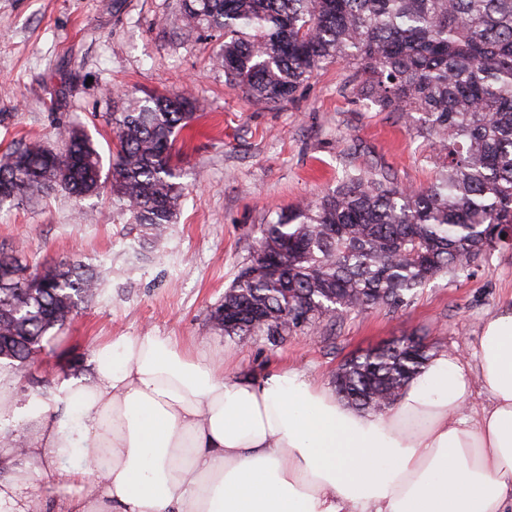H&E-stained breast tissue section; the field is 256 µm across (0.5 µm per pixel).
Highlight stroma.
Here are the masks:
<instances>
[{"mask_svg": "<svg viewBox=\"0 0 512 512\" xmlns=\"http://www.w3.org/2000/svg\"><path fill=\"white\" fill-rule=\"evenodd\" d=\"M177 10L178 0H0V153L28 139L62 148L74 126L107 167L115 95L130 103L186 91L203 106L177 138L184 197L159 250L140 247L108 192L0 209V249L40 263L77 257L103 274L99 295L46 336L14 398L86 373L97 345L121 333L178 337L225 357L232 376L288 367L328 387L339 364L399 336L424 338L436 353L469 352L483 323L512 305V247L492 250L470 275L437 277L407 306L351 315L328 334L309 328L272 344L212 329L211 310L279 212L377 164L402 186H426L436 155L417 127L355 97L354 71L342 63L323 64L293 100L248 97L214 65L215 39L172 26Z\"/></svg>", "mask_w": 512, "mask_h": 512, "instance_id": "35a3bbf8", "label": "stroma"}]
</instances>
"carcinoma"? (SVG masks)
Returning <instances> with one entry per match:
<instances>
[{"label": "carcinoma", "mask_w": 512, "mask_h": 512, "mask_svg": "<svg viewBox=\"0 0 512 512\" xmlns=\"http://www.w3.org/2000/svg\"><path fill=\"white\" fill-rule=\"evenodd\" d=\"M175 23L224 38L226 82L259 100L290 101L315 69L352 68V93L415 123L437 151L432 181L407 191L385 170L346 173L321 198L277 215L210 313L242 342L276 343L331 329L344 314L397 309L439 275L456 279L512 236V0H179ZM191 96L155 94L107 122L115 129L106 181L140 238L157 242L183 195L171 165ZM101 157L79 129L64 148L40 140L0 154V207L63 191L97 196ZM99 288L75 258L31 264L0 251V360L19 372ZM432 357L403 336L345 360L336 393L364 413L390 407Z\"/></svg>", "instance_id": "cac0c4a2"}]
</instances>
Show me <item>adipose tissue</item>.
<instances>
[{
	"mask_svg": "<svg viewBox=\"0 0 512 512\" xmlns=\"http://www.w3.org/2000/svg\"><path fill=\"white\" fill-rule=\"evenodd\" d=\"M15 382L0 369V424L35 437L0 448V512H29L33 473L54 512H512V309L378 414L294 370L228 376L172 336L109 337L46 399Z\"/></svg>",
	"mask_w": 512,
	"mask_h": 512,
	"instance_id": "1",
	"label": "adipose tissue"
}]
</instances>
